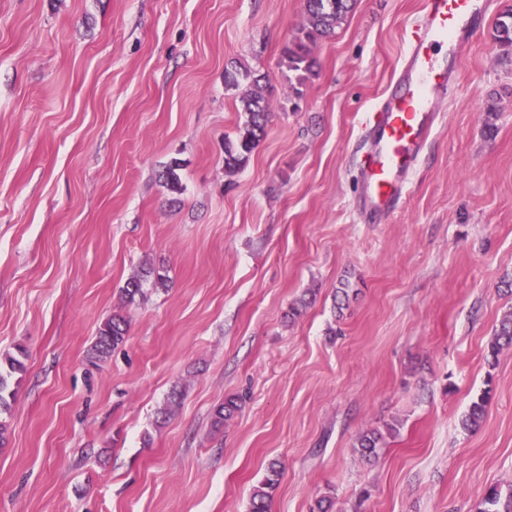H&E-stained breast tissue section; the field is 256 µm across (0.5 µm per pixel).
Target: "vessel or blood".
I'll list each match as a JSON object with an SVG mask.
<instances>
[{"label":"vessel or blood","mask_w":512,"mask_h":512,"mask_svg":"<svg viewBox=\"0 0 512 512\" xmlns=\"http://www.w3.org/2000/svg\"><path fill=\"white\" fill-rule=\"evenodd\" d=\"M487 0H426L412 25L396 78V89L369 113L365 127L371 148L359 161L360 205L370 214L387 211L410 189L423 143L432 134L436 102L448 85L445 57L473 40L475 20Z\"/></svg>","instance_id":"vessel-or-blood-1"}]
</instances>
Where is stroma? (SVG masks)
Here are the masks:
<instances>
[{"instance_id":"stroma-1","label":"stroma","mask_w":512,"mask_h":512,"mask_svg":"<svg viewBox=\"0 0 512 512\" xmlns=\"http://www.w3.org/2000/svg\"><path fill=\"white\" fill-rule=\"evenodd\" d=\"M423 3L357 0L303 75L283 49L304 0H0V353H27L0 512H247L272 462L270 512L327 493L333 512H477L512 492V348L488 353L512 311V0L452 57L407 197L375 221L356 204L366 115ZM239 64L268 77L271 118L230 174ZM149 265L168 287L125 303ZM115 312L128 336L91 365ZM389 424L362 458L358 435Z\"/></svg>"}]
</instances>
